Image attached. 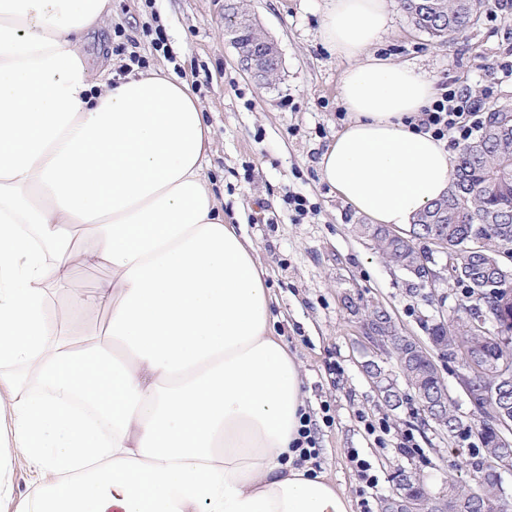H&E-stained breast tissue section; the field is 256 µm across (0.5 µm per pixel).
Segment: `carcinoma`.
<instances>
[{"instance_id":"obj_1","label":"carcinoma","mask_w":512,"mask_h":512,"mask_svg":"<svg viewBox=\"0 0 512 512\" xmlns=\"http://www.w3.org/2000/svg\"><path fill=\"white\" fill-rule=\"evenodd\" d=\"M401 6L418 30L445 43L455 30L478 22L487 0H401ZM224 20L234 48L246 52L263 43L251 16L234 0H226ZM357 231L375 243L387 262L408 273L421 257L432 262V251L417 247L421 237L433 232L448 238V249L456 254L449 281L463 288L466 303L450 323L426 325L428 334L448 348L457 339L475 338L474 328L480 324L488 339L489 360L512 363V341H499L494 334L499 322L512 321V276L495 274L491 265V261L499 263L506 255L512 258V112L492 113L481 136L463 146L447 194L415 214L411 234L402 239L390 238L383 227L372 224H360ZM474 238L484 240L480 255L467 250ZM391 332L395 342L386 351L395 357L400 370L411 373V400L418 405L425 394L444 396L443 410L436 415L435 424L456 432L460 421L452 399L445 395L441 376L429 369L422 357L410 355L397 328ZM506 386L510 387L508 397L512 401V374L507 384L491 376L475 386L474 409L481 423L483 454L475 457L471 466L480 474L486 492L484 497L471 501L465 498L461 485L448 480V488L442 494L448 500V512H508L497 469L502 449L497 446L495 431L485 421L487 414L500 408Z\"/></svg>"}]
</instances>
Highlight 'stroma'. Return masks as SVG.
<instances>
[{
    "label": "stroma",
    "mask_w": 512,
    "mask_h": 512,
    "mask_svg": "<svg viewBox=\"0 0 512 512\" xmlns=\"http://www.w3.org/2000/svg\"><path fill=\"white\" fill-rule=\"evenodd\" d=\"M500 4V18H480L440 44L410 23L400 0H391L390 31L372 51L438 84L469 90L484 113L512 107V0ZM243 6L278 47L273 83L242 69L224 31V0H112L111 17L88 33L83 49L95 73L119 68L134 54L147 68L191 81L212 125L207 175L225 217L255 245L274 296L275 333L305 380L319 449L309 465L348 499L350 512H382L401 471L420 475L434 495L451 476L478 488L471 467L482 448L477 434L421 425L394 359L366 335L369 311L381 306L403 335L426 342V323L452 319L462 295L454 285H423L388 265L354 231L366 216L319 178L318 157L347 120L340 82L349 65L320 39L324 0H243ZM159 34L162 51L153 44ZM291 193L307 198L306 215L289 210ZM370 361L393 379L400 407L384 402L365 370ZM371 423L376 431H368ZM406 435L415 452L399 448ZM354 450L369 461L375 487L362 489L350 461Z\"/></svg>",
    "instance_id": "35a3bbf8"
}]
</instances>
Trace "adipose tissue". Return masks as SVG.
<instances>
[{"mask_svg":"<svg viewBox=\"0 0 512 512\" xmlns=\"http://www.w3.org/2000/svg\"><path fill=\"white\" fill-rule=\"evenodd\" d=\"M111 0H0V498L12 460L39 479L21 512H349L297 464L298 364L267 272L206 174L212 128L187 78L92 75L82 52ZM389 0H327L349 114L322 181L398 228L442 197L454 162L408 119L439 90L371 54ZM107 281L72 287L81 269ZM106 311L75 337L49 309Z\"/></svg>","mask_w":512,"mask_h":512,"instance_id":"ef3b65f1","label":"adipose tissue"}]
</instances>
